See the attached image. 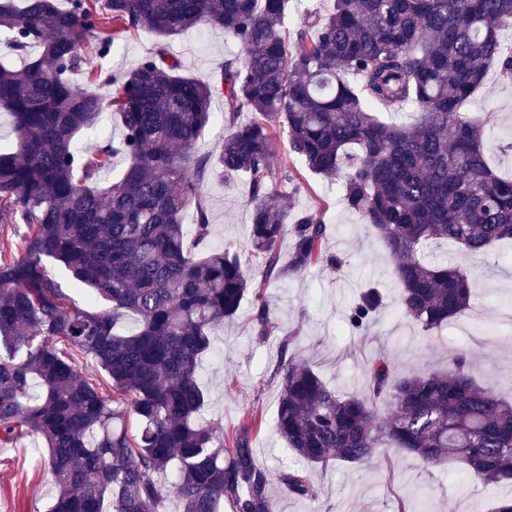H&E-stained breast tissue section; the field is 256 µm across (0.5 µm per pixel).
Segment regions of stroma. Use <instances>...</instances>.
<instances>
[{
	"instance_id": "1",
	"label": "stroma",
	"mask_w": 512,
	"mask_h": 512,
	"mask_svg": "<svg viewBox=\"0 0 512 512\" xmlns=\"http://www.w3.org/2000/svg\"><path fill=\"white\" fill-rule=\"evenodd\" d=\"M156 43V37L146 32L123 37L114 53L88 56L83 72L74 75L73 81L85 86L90 71L122 75L153 53ZM170 51L195 78L216 85L225 59L240 53L241 47L221 30L193 28L172 40ZM465 109L493 113L489 159L499 174L512 175V152L500 148L512 138V78L491 69L483 89ZM272 168L276 185L295 192L301 208H325L327 246L347 262L337 274L317 265L293 278L267 283L258 260L250 259L254 290L240 312L216 329L214 349L201 361V380L207 390L201 412L205 421L228 433L252 425L253 446L269 467L293 462L291 450L274 433L279 344L291 330L297 333L293 352L307 359L342 394L362 389L367 361L373 355H384L400 371L412 374L444 368L449 351L469 348L476 354L479 383L512 397L511 244L476 260V299L471 309L444 326L440 339L434 340L396 312L395 261L366 231L359 216L343 206L340 185L311 173L300 182L290 181L288 146L282 136L272 145ZM248 196L249 185L240 178L208 183L209 246L248 256ZM370 283L380 288L387 308L375 326L359 333L349 327L346 315ZM262 299L272 305L277 325L264 340L258 338L253 322ZM45 454L41 442L28 432L0 445V512H47L54 485L41 465ZM315 479L322 488L319 501L300 500L280 490L276 496L281 512H399L404 506L416 512L415 492L421 487L432 496L433 512H488L496 498L512 494L507 484L471 481L462 464L446 462L428 469L409 455L394 465L382 453L369 464L332 462L316 468Z\"/></svg>"
}]
</instances>
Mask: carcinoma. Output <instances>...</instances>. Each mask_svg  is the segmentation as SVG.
Segmentation results:
<instances>
[{"label":"carcinoma","mask_w":512,"mask_h":512,"mask_svg":"<svg viewBox=\"0 0 512 512\" xmlns=\"http://www.w3.org/2000/svg\"><path fill=\"white\" fill-rule=\"evenodd\" d=\"M290 0H0V33L24 59L0 63V107L17 136L0 151V224H23L0 245V444L27 429L41 439L55 494L49 512H278L274 488L314 501L311 469L356 465L387 445L429 468L461 462L473 481L512 482V401L477 382L461 349L446 367L398 373L372 358L361 392L340 395L281 343L276 435L297 463H262L248 428L231 436L200 419V361L217 326L252 286L227 248L197 252L210 235L204 186L246 177L251 257L265 277L314 264L339 273L319 210L272 184V143L341 183L346 207L396 261V307L431 337L472 304L476 275L430 250L465 258L512 241V177L486 160L492 113H463L490 68L512 75V0H333L307 14L290 41ZM224 30L241 55L224 61L220 88L183 72L168 42L198 26ZM148 32L157 52L121 77L72 76L89 54ZM224 96L228 128L216 156L197 144ZM379 104L415 119L384 122ZM110 108L119 138L80 149V133ZM243 112L254 118L238 122ZM127 166L100 182L112 158ZM194 218L195 245L185 218ZM290 241L287 254L282 244ZM53 259L106 308L76 304L45 266ZM382 295L369 288L349 308L358 331L375 323ZM135 327L124 330L127 317ZM276 329L265 301L254 317ZM96 362L103 391L74 354ZM137 423L130 434L127 421ZM170 489H165V484Z\"/></svg>","instance_id":"cac0c4a2"}]
</instances>
